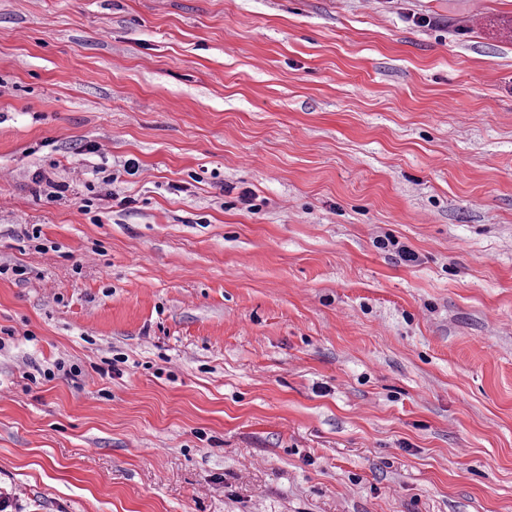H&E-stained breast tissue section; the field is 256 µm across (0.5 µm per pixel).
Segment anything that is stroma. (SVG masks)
<instances>
[{
	"label": "stroma",
	"instance_id": "obj_1",
	"mask_svg": "<svg viewBox=\"0 0 512 512\" xmlns=\"http://www.w3.org/2000/svg\"><path fill=\"white\" fill-rule=\"evenodd\" d=\"M0 264L12 512H512V0H0Z\"/></svg>",
	"mask_w": 512,
	"mask_h": 512
}]
</instances>
